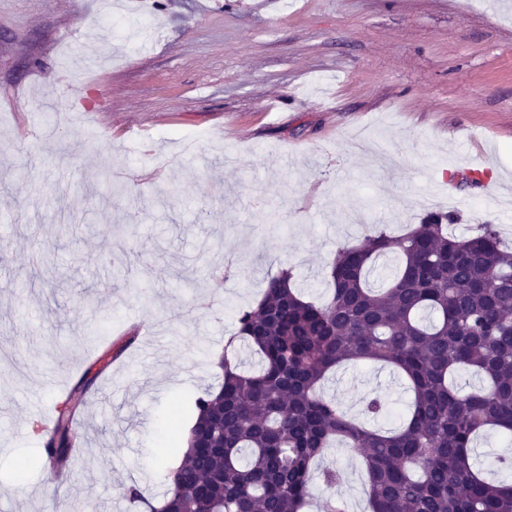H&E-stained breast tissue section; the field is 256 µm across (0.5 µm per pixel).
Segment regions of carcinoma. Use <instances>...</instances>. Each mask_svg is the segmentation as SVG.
I'll return each mask as SVG.
<instances>
[{"label":"carcinoma","instance_id":"carcinoma-1","mask_svg":"<svg viewBox=\"0 0 512 512\" xmlns=\"http://www.w3.org/2000/svg\"><path fill=\"white\" fill-rule=\"evenodd\" d=\"M448 214L432 213L404 235L378 226L359 246L342 244L330 265L327 301L304 299L283 270L256 308L239 312L227 347L243 345L259 369L241 371L221 356L222 380L190 403L195 420L162 502L138 489L130 503L147 512H303L310 468L341 441L365 455L369 512H512V482L487 476L479 436H512V251L497 225L459 238ZM398 260L383 284L371 276ZM390 366L411 399L399 424L374 429L387 411L374 396L363 420L319 391L329 371L350 361ZM467 370L477 384L455 383ZM72 435L63 414L46 444L44 469L66 476Z\"/></svg>","mask_w":512,"mask_h":512}]
</instances>
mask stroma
Here are the masks:
<instances>
[{"instance_id": "35a3bbf8", "label": "stroma", "mask_w": 512, "mask_h": 512, "mask_svg": "<svg viewBox=\"0 0 512 512\" xmlns=\"http://www.w3.org/2000/svg\"><path fill=\"white\" fill-rule=\"evenodd\" d=\"M464 167L497 198L459 184L452 232L512 246V0H0V512L160 499L169 413L217 385L237 310L284 268L324 301L337 245L408 232ZM323 393L382 396L386 428L409 398L365 362ZM75 395L58 485L35 411ZM311 471L306 512H365L357 450Z\"/></svg>"}]
</instances>
